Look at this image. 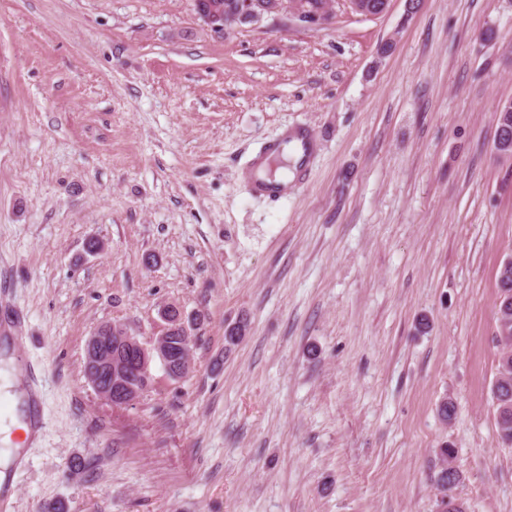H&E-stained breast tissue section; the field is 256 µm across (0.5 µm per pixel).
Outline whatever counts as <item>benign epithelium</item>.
<instances>
[{"label":"benign epithelium","mask_w":512,"mask_h":512,"mask_svg":"<svg viewBox=\"0 0 512 512\" xmlns=\"http://www.w3.org/2000/svg\"><path fill=\"white\" fill-rule=\"evenodd\" d=\"M198 16L219 34L256 24L266 17L286 14L302 25L323 24L333 17L332 4L311 7L306 0H239L220 10L206 0H196ZM164 327L152 344L146 346L119 325H102L89 336L85 349L94 366L90 384L99 396L114 406L129 404L139 390L129 382L130 368L150 377L147 387H152L155 377L151 365L159 359L164 373L171 380L188 376L190 362L185 356L192 344L183 314L174 305L162 310Z\"/></svg>","instance_id":"obj_1"}]
</instances>
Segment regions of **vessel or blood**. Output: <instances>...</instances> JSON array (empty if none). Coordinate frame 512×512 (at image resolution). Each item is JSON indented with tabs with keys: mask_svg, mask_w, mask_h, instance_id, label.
<instances>
[{
	"mask_svg": "<svg viewBox=\"0 0 512 512\" xmlns=\"http://www.w3.org/2000/svg\"><path fill=\"white\" fill-rule=\"evenodd\" d=\"M314 148V140L306 130L299 128L285 132L280 139L268 146L265 154L255 158L251 168V180L255 190L273 200L285 195L288 191L287 182L260 177V170L266 165L269 157L278 155L287 149L292 153L293 169L296 175H303Z\"/></svg>",
	"mask_w": 512,
	"mask_h": 512,
	"instance_id": "obj_1",
	"label": "vessel or blood"
}]
</instances>
